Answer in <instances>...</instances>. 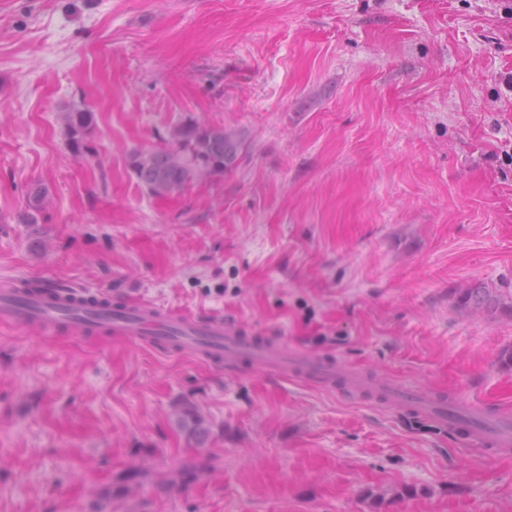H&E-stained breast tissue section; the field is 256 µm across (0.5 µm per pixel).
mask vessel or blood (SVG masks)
Listing matches in <instances>:
<instances>
[{
	"instance_id": "obj_1",
	"label": "vessel or blood",
	"mask_w": 512,
	"mask_h": 512,
	"mask_svg": "<svg viewBox=\"0 0 512 512\" xmlns=\"http://www.w3.org/2000/svg\"><path fill=\"white\" fill-rule=\"evenodd\" d=\"M78 293L53 288L19 297L10 281L0 282V321L35 326L48 335L124 337L158 352L178 351L229 364L272 367L289 377L315 380L346 395L370 396L407 406L414 414L448 429L465 430L495 453L512 447V418L489 416L483 407L462 410L398 385H385L364 374L339 368L308 353L288 349L279 340L246 336L222 316L164 314L143 303H129L103 313L77 304Z\"/></svg>"
}]
</instances>
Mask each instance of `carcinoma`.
Returning a JSON list of instances; mask_svg holds the SVG:
<instances>
[{"instance_id":"carcinoma-1","label":"carcinoma","mask_w":512,"mask_h":512,"mask_svg":"<svg viewBox=\"0 0 512 512\" xmlns=\"http://www.w3.org/2000/svg\"><path fill=\"white\" fill-rule=\"evenodd\" d=\"M66 144L79 159L98 156L89 135L95 126L94 113L73 106L61 113ZM243 148L242 135L222 125L201 124L192 119L173 126L164 145L129 154V167L149 196L169 200L181 196L195 184L219 179L233 169ZM46 204V189L33 187L27 198L30 221H36ZM466 303L474 311L496 308L498 299L484 288L466 292ZM176 423L186 439L203 443L209 428L194 409L183 407L176 413Z\"/></svg>"}]
</instances>
